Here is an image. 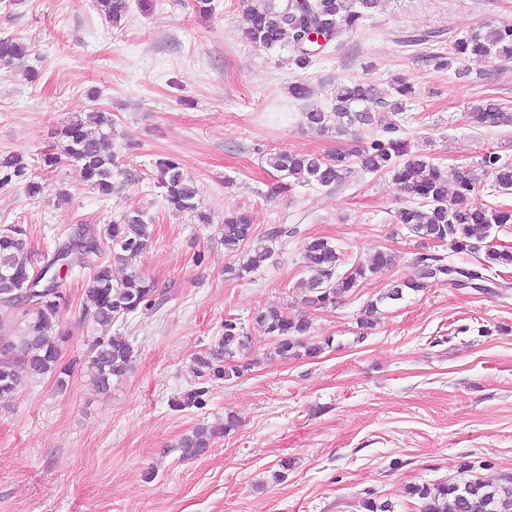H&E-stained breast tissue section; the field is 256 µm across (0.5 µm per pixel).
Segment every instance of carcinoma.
<instances>
[{
	"mask_svg": "<svg viewBox=\"0 0 512 512\" xmlns=\"http://www.w3.org/2000/svg\"><path fill=\"white\" fill-rule=\"evenodd\" d=\"M378 0H264L260 7L251 0H240L242 33L252 43L265 49L279 48L288 52V60L298 69L306 70L331 43L356 30L361 21L377 6ZM105 16L116 22L127 10L126 0H96ZM323 35L324 43L311 41L307 33ZM26 52L24 43L13 37L0 39V65L11 66ZM495 59L512 61V24L502 23L472 30L456 39L448 54L431 56L434 67L454 69L459 79L470 76L469 64ZM413 87L398 79L390 85V93L382 97L376 88L360 81L336 85L333 106L326 112L316 106L308 107L303 118L308 128L326 131L332 128L345 132L356 126L375 127L380 134L356 153L336 151L325 156L309 153L291 154L283 151L269 153L265 162L280 174L282 187L290 191L298 187L317 186L339 191L346 186L353 167L368 173H388L413 198L412 204L400 208L396 223L417 236L448 245L454 252L485 250L484 261L496 266H512V250L482 246L494 228L512 224V207L501 204L478 207L473 204L482 177L493 178L495 191H512V163L495 152L486 153L480 170L466 166L454 169L448 179L445 167L435 162L422 150L412 151L407 144L392 137L397 131L395 117L403 114L406 101L412 97ZM368 102L377 110L365 107ZM474 123L500 124L512 121L508 113L493 99L477 105L471 113ZM97 127V133L87 130V123ZM112 118L104 112H89L74 117L64 131V154L76 163L83 181L102 196H109L116 188L114 176L122 173L112 150ZM165 188L169 206L179 213H191L201 223L209 222L198 209L197 191L193 181L185 175L174 158L155 162ZM7 172L0 177V185L25 176L22 159L11 156L0 162ZM152 218L140 210L124 212L101 229L90 224L77 226L75 233H67L53 253L43 258L40 273L50 287L34 292L35 281L30 272V253L25 230L9 226L0 230V305L13 306L24 289L31 290L27 302L25 325L21 334L0 326V345L26 363L29 377L52 374L60 386L73 371V364L61 362L62 346L67 337L57 330L61 309L67 293L61 268L71 272L75 267H89L87 297L95 324L104 332L92 344V356L87 365L91 381L97 389L108 390L112 379L126 374L132 362L134 349L129 340L112 331V324L140 311L154 308L163 296L157 294L153 281L146 279L133 266V261L148 250L152 241ZM295 233L286 224H276L263 234H255L248 212L239 210L224 218L221 225L224 252L238 258V263L227 267V272L242 278L262 267L275 254L273 243ZM106 243L112 262H92L91 257L101 252ZM304 267L309 276L296 286L301 301L309 307L322 309L335 303L336 298L355 291L360 283L394 264L395 256L378 250L368 261L359 262L345 272H339L340 256L335 245L322 237L305 242ZM121 267L124 274L116 279L112 265ZM415 276L397 282L378 299L367 303L360 329H374V313L384 300H400L404 290L421 291L428 280L437 274L455 272L464 277L459 286L485 281L479 269L460 270L443 262L440 255H422L416 259ZM252 321L263 334L273 339L275 353L283 358L303 354L319 356L330 346L331 339L311 342L312 324L305 317H292L279 305L258 308ZM250 345V337L235 319L224 320V331L214 349L193 358V373L202 378L220 375L223 370L215 361L233 359ZM21 376L12 361H0V398L13 395L21 386ZM208 390L194 388L171 406L176 410L204 406ZM238 427V419L229 414L224 422L214 426H200L180 442L183 457L197 459L204 456L215 440ZM407 494L416 499L418 512H512V474H491L473 481L410 485Z\"/></svg>",
	"mask_w": 512,
	"mask_h": 512,
	"instance_id": "carcinoma-1",
	"label": "carcinoma"
}]
</instances>
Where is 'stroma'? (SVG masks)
I'll list each match as a JSON object with an SVG mask.
<instances>
[{
    "instance_id": "stroma-1",
    "label": "stroma",
    "mask_w": 512,
    "mask_h": 512,
    "mask_svg": "<svg viewBox=\"0 0 512 512\" xmlns=\"http://www.w3.org/2000/svg\"><path fill=\"white\" fill-rule=\"evenodd\" d=\"M112 24L92 0H0V36L20 38L26 55L0 67V157H22L27 175L0 186V229L27 231L32 266L77 224L97 227L143 210L153 242L136 261L167 298L118 330L134 347L130 369L98 391L83 368L99 331L84 308L88 276L66 280L59 316L68 341L62 360L75 368L66 388L52 376L24 378L0 401V512H361L363 499L417 512L406 489L512 474V268L495 266L481 288L431 282L398 301L379 296L412 276L417 257L442 255L472 268L477 255L456 253L396 224L410 196L390 175L355 170L340 192L280 188L267 153L354 150L370 128L345 134L307 128L309 102L330 109L337 83L361 80L379 90L392 77L415 96L399 117L398 138L443 165L479 168L493 151L512 160V124L481 126L471 106L492 98L512 113V63L477 62L468 80L434 69L431 55L471 29L512 23V0H380L363 25L345 34L308 69L285 52L246 40L239 0H128ZM441 31L440 40L407 36ZM39 73L29 81L28 69ZM112 115V143L129 179L102 198L60 157L61 132L73 116ZM58 155L53 167L42 164ZM176 159L197 190L202 224L170 210L154 162ZM41 178L38 197L28 178ZM248 209L256 232L289 222L296 236L246 279L225 269L219 229L228 211ZM324 237L345 264L385 249L395 263L336 305H304L308 237ZM379 300L368 336L357 325ZM287 307L312 323V339H331L320 356L282 358L253 325L256 308ZM252 338L235 373L195 377L192 358L213 348L225 319ZM207 388L203 407L172 409L174 398ZM234 414L235 432L197 459L179 443L198 425ZM288 462L284 480L271 474Z\"/></svg>"
}]
</instances>
